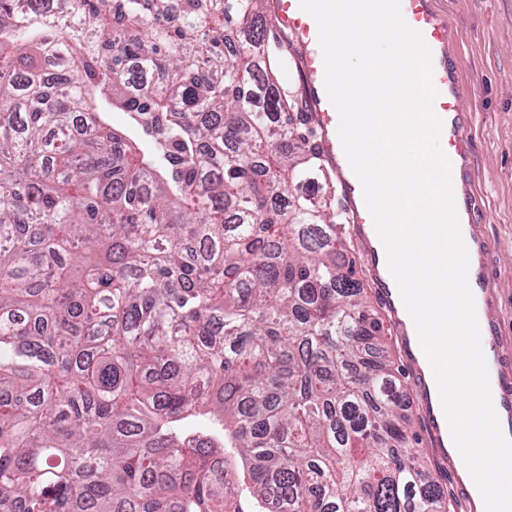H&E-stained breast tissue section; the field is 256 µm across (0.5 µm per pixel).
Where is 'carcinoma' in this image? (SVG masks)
I'll return each instance as SVG.
<instances>
[{"instance_id":"carcinoma-1","label":"carcinoma","mask_w":512,"mask_h":512,"mask_svg":"<svg viewBox=\"0 0 512 512\" xmlns=\"http://www.w3.org/2000/svg\"><path fill=\"white\" fill-rule=\"evenodd\" d=\"M261 2L0 0V512H447Z\"/></svg>"}]
</instances>
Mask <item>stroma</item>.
<instances>
[{
	"label": "stroma",
	"mask_w": 512,
	"mask_h": 512,
	"mask_svg": "<svg viewBox=\"0 0 512 512\" xmlns=\"http://www.w3.org/2000/svg\"><path fill=\"white\" fill-rule=\"evenodd\" d=\"M449 25L445 60L467 92L458 101L469 159L458 181L473 209V233L484 242L491 273L489 309L497 334L512 352V0H432ZM396 364L411 419L412 451L441 469L440 489L455 497L451 467L428 433L417 404L418 384L404 337L396 339Z\"/></svg>",
	"instance_id": "1"
}]
</instances>
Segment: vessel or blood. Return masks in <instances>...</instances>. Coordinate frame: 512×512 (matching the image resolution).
<instances>
[{"label": "vessel or blood", "mask_w": 512, "mask_h": 512, "mask_svg": "<svg viewBox=\"0 0 512 512\" xmlns=\"http://www.w3.org/2000/svg\"><path fill=\"white\" fill-rule=\"evenodd\" d=\"M401 11L406 25L419 32L431 52L433 84L438 92L433 109L443 125L441 136L448 144V159L464 157L466 141L459 123L448 122L449 114L457 112L462 88L452 87V74L442 58L448 45V28L434 15L430 0H401ZM273 26L278 30H288L303 48L302 75L307 84L314 111L311 119L320 133L321 156L336 172L342 187L341 201L352 231L363 244V260L371 276L382 289V300L390 312H397L393 292L384 277L373 241L378 233L368 212L362 194L357 189V177L352 171L336 139L338 114L329 102L324 88V66L322 52L318 44V28L314 19L302 11L299 0H276ZM493 336L482 337L481 343L487 351L485 357L489 374L494 381L491 392L498 423L504 434L512 437V367L504 365L497 348L493 346ZM421 407L434 435H442L447 417L439 395L419 389Z\"/></svg>", "instance_id": "b4317fda"}]
</instances>
